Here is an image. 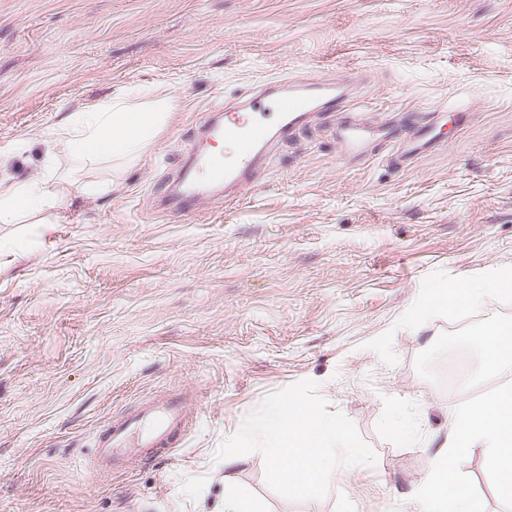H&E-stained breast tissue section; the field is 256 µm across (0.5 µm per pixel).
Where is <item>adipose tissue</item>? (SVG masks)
Returning a JSON list of instances; mask_svg holds the SVG:
<instances>
[{"label": "adipose tissue", "mask_w": 512, "mask_h": 512, "mask_svg": "<svg viewBox=\"0 0 512 512\" xmlns=\"http://www.w3.org/2000/svg\"><path fill=\"white\" fill-rule=\"evenodd\" d=\"M167 117L164 100L135 105L126 97L70 113L48 141L41 177L17 183L7 196H0V224H16L43 209L65 206L72 184L59 172L60 159H138ZM508 284L512 285V270H501L473 283H457L432 292L408 314L405 326L417 328L428 311L447 308L457 300L486 304L503 295ZM474 341L483 352L488 371L512 365L511 324L490 325ZM475 450L489 462L501 492L512 497L511 386L487 392L454 413L446 448L432 458L415 490L417 512H483L481 501L454 480L458 458Z\"/></svg>", "instance_id": "ef3b65f1"}]
</instances>
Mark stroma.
I'll use <instances>...</instances> for the list:
<instances>
[{"label": "stroma", "instance_id": "stroma-1", "mask_svg": "<svg viewBox=\"0 0 512 512\" xmlns=\"http://www.w3.org/2000/svg\"><path fill=\"white\" fill-rule=\"evenodd\" d=\"M313 71L367 81L361 118L420 115L435 147L401 162L377 135L344 162L338 113L316 112L238 202L163 210L202 113ZM140 87L171 111L136 163L61 161L66 210L0 224V512H224L228 482L256 512H410L453 411L512 386L472 343L512 324V297L398 328L422 295L512 269V0H0V194L41 173L64 114ZM458 351L471 374L450 396L434 371ZM304 379L376 463L295 502L261 453H215ZM171 394L190 398L179 448L93 474L100 430ZM457 472L512 512L480 452Z\"/></svg>", "mask_w": 512, "mask_h": 512}]
</instances>
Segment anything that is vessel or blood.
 <instances>
[{"instance_id":"b4317fda","label":"vessel or blood","mask_w":512,"mask_h":512,"mask_svg":"<svg viewBox=\"0 0 512 512\" xmlns=\"http://www.w3.org/2000/svg\"><path fill=\"white\" fill-rule=\"evenodd\" d=\"M353 78L321 76L267 84L234 105L205 113L190 130L184 161L172 179L181 190L172 210L180 219H198L216 198L233 201L252 185L267 163L270 149L292 139L314 112H340L344 119L336 129L341 157L358 153L364 146L366 124L346 113L347 100L355 93ZM197 140L228 141L235 155L221 158L195 151ZM187 402L176 395L141 403L110 424L100 435L96 450L97 471L126 468L132 455L154 456L171 448L186 432Z\"/></svg>"}]
</instances>
